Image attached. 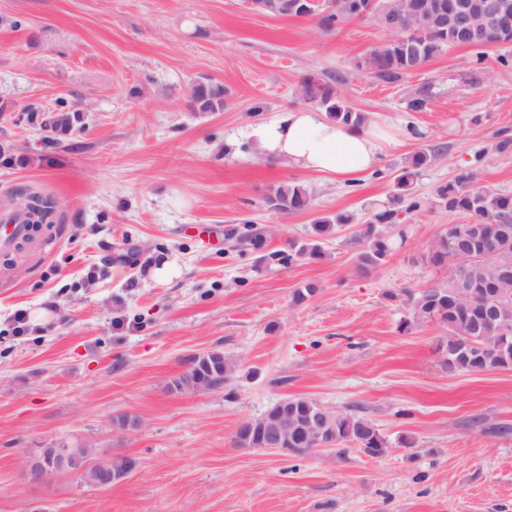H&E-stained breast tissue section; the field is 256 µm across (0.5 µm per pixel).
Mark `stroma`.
I'll return each instance as SVG.
<instances>
[{
  "mask_svg": "<svg viewBox=\"0 0 512 512\" xmlns=\"http://www.w3.org/2000/svg\"><path fill=\"white\" fill-rule=\"evenodd\" d=\"M389 39L370 13L326 30L249 0H0V139L23 158L0 164V201L31 186L57 203L55 224L0 254V512H512V434L498 432L512 425V369L449 374L447 327L399 328L408 292L445 278L431 244L463 221L436 188L482 151L475 186L512 194V149L495 148L512 139V65L497 62L512 46L486 47L480 71L473 48L451 47L389 84L362 66ZM310 76L419 138L343 183L260 157L246 126L302 106ZM199 82L223 86V109L193 110ZM421 91L425 109L410 111ZM62 101L82 130L50 144L25 109ZM428 146L421 210L398 213L387 261L357 275L354 231ZM288 182L310 210L270 206ZM337 213L353 221L323 258L262 260ZM255 231L263 251L236 248ZM213 351L235 364L231 381L176 390L188 358ZM291 396L362 407L388 454L237 447L243 421ZM122 415L138 428L115 430ZM62 445L138 467L109 488L67 471L30 481L25 457Z\"/></svg>",
  "mask_w": 512,
  "mask_h": 512,
  "instance_id": "stroma-1",
  "label": "stroma"
}]
</instances>
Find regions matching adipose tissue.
Wrapping results in <instances>:
<instances>
[{
	"label": "adipose tissue",
	"mask_w": 512,
	"mask_h": 512,
	"mask_svg": "<svg viewBox=\"0 0 512 512\" xmlns=\"http://www.w3.org/2000/svg\"><path fill=\"white\" fill-rule=\"evenodd\" d=\"M244 135L260 155L336 181L358 179L390 150L416 139V129L386 120L359 126L326 113L290 108L248 125Z\"/></svg>",
	"instance_id": "ef3b65f1"
}]
</instances>
